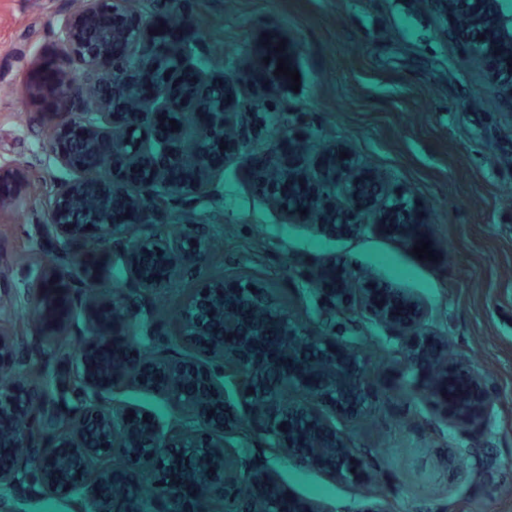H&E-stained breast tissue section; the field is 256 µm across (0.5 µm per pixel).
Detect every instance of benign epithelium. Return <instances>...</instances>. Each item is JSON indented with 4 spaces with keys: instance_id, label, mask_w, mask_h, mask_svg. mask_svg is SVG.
I'll return each instance as SVG.
<instances>
[{
    "instance_id": "benign-epithelium-1",
    "label": "benign epithelium",
    "mask_w": 512,
    "mask_h": 512,
    "mask_svg": "<svg viewBox=\"0 0 512 512\" xmlns=\"http://www.w3.org/2000/svg\"><path fill=\"white\" fill-rule=\"evenodd\" d=\"M142 2L82 0L56 34L52 81L30 89L65 107L47 118L43 145L69 177L43 189L54 262L37 272L26 305L38 320L56 290L80 288L85 323L78 326L68 302L35 347L15 313L0 310V371L25 365L42 382L26 393L14 384L0 389V486L28 492L31 466L44 496L85 491L75 512H184L189 498L195 512H325L295 497L254 452L257 444L380 497L365 479L364 454L336 427L372 407L367 326L399 342L396 360L415 374V391L451 408L458 425L490 418L486 376L433 328L425 302L361 281L340 261L311 266L308 282L331 313L357 319L351 336L298 321L251 274L203 270L216 231L190 223L187 208L213 195L225 160L243 148L253 112L240 88L264 74L275 89L286 76L262 50L236 80L224 79L174 36L182 30L176 8L158 23ZM436 2L450 17L448 34L465 42L512 110V0ZM248 174L287 224L424 240L418 203L391 194L355 153L313 133L277 134L250 159ZM32 184L29 167L0 163V214L26 205ZM173 224L177 235L167 232ZM91 244L112 254L124 276L89 262ZM193 272L204 285L182 308L179 331L145 354L157 322L146 302ZM97 282L108 285L105 293L88 289ZM114 326L129 334L122 352L112 349ZM75 335L85 337L77 351L58 342ZM45 356L76 359L64 388H51ZM128 385L161 396L168 419L110 398ZM145 478L150 498L138 492Z\"/></svg>"
}]
</instances>
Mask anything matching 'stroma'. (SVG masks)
Segmentation results:
<instances>
[{
    "instance_id": "obj_1",
    "label": "stroma",
    "mask_w": 512,
    "mask_h": 512,
    "mask_svg": "<svg viewBox=\"0 0 512 512\" xmlns=\"http://www.w3.org/2000/svg\"><path fill=\"white\" fill-rule=\"evenodd\" d=\"M74 0H0V161L30 167L38 181L60 169L42 145L58 106L29 85L49 59ZM183 36L221 52L234 77L271 33L291 53L299 88L249 90L250 153L279 117L351 149L396 193L416 199L436 260L378 232L329 237L284 223L253 191L243 156L230 159L213 198L193 206L197 223L221 232L212 271L257 276L300 318L325 323L327 302L304 273L335 258L359 274L414 295L432 325L485 373L495 396L489 422L458 428L419 397L381 329L369 346L372 409L338 421L369 453V471L395 512H512V111L483 66L449 36L436 0H181ZM23 217L0 220V303L22 300L47 255L44 211L32 194ZM291 493L326 512H359L355 486L290 462L273 463Z\"/></svg>"
}]
</instances>
